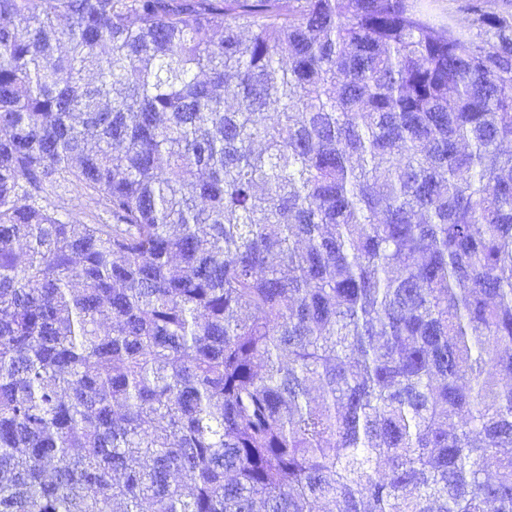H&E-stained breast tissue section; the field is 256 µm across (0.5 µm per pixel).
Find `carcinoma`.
<instances>
[{"mask_svg":"<svg viewBox=\"0 0 512 512\" xmlns=\"http://www.w3.org/2000/svg\"><path fill=\"white\" fill-rule=\"evenodd\" d=\"M418 2L0 0V512H512V20ZM472 0H423L425 11L436 20L451 22L458 27L469 26L471 14L469 6ZM54 203L59 206L63 218L73 224H94L100 219L109 218L97 199L80 188H70V191Z\"/></svg>","mask_w":512,"mask_h":512,"instance_id":"1","label":"carcinoma"}]
</instances>
